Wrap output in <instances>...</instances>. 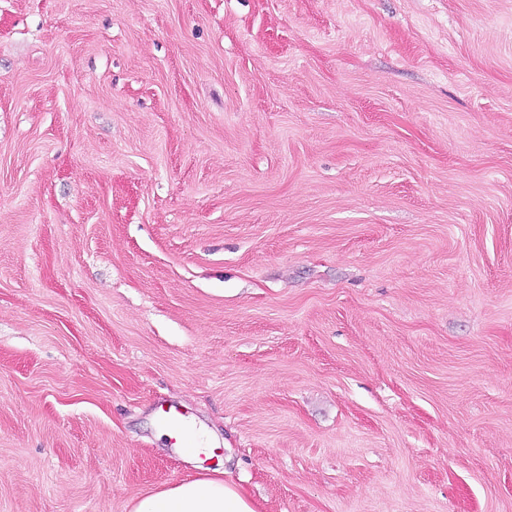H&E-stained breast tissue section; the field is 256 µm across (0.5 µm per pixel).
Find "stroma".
Here are the masks:
<instances>
[{"label":"stroma","mask_w":512,"mask_h":512,"mask_svg":"<svg viewBox=\"0 0 512 512\" xmlns=\"http://www.w3.org/2000/svg\"><path fill=\"white\" fill-rule=\"evenodd\" d=\"M219 462L512 512V0H0V512ZM161 423L173 435L175 441H182L190 430L189 423L178 411H172L170 407L165 408L160 404Z\"/></svg>","instance_id":"obj_1"}]
</instances>
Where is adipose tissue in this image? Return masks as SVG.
<instances>
[{"label": "adipose tissue", "instance_id": "1", "mask_svg": "<svg viewBox=\"0 0 512 512\" xmlns=\"http://www.w3.org/2000/svg\"><path fill=\"white\" fill-rule=\"evenodd\" d=\"M133 512H259L255 501L221 468L143 496Z\"/></svg>", "mask_w": 512, "mask_h": 512}]
</instances>
